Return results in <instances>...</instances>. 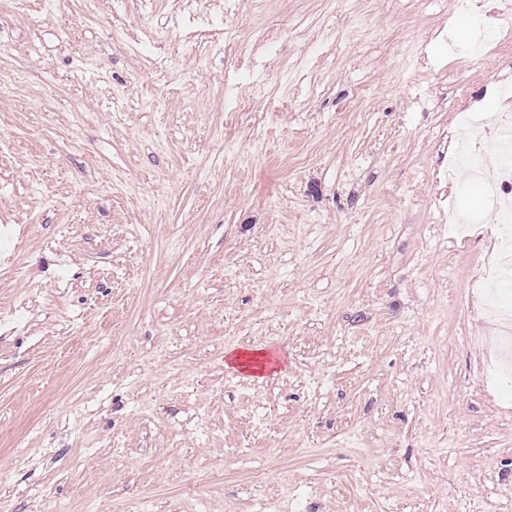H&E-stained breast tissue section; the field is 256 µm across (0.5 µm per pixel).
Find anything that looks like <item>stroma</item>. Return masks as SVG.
I'll use <instances>...</instances> for the list:
<instances>
[{
    "label": "stroma",
    "mask_w": 512,
    "mask_h": 512,
    "mask_svg": "<svg viewBox=\"0 0 512 512\" xmlns=\"http://www.w3.org/2000/svg\"><path fill=\"white\" fill-rule=\"evenodd\" d=\"M0 75V512H512V0H0ZM512 131V117L511 115H505L493 119L492 122H477L469 126L466 135V140L469 143V157L471 158V167L474 172H482L483 167L477 160V156L474 152V146L490 140L496 139L502 132ZM489 205L498 215L499 223H506L512 214V166H500L492 177ZM264 356L262 353H246L236 350H229L226 352L227 365L233 367H240L243 371H248L252 375L263 373L266 368L265 360L260 357Z\"/></svg>",
    "instance_id": "obj_1"
}]
</instances>
